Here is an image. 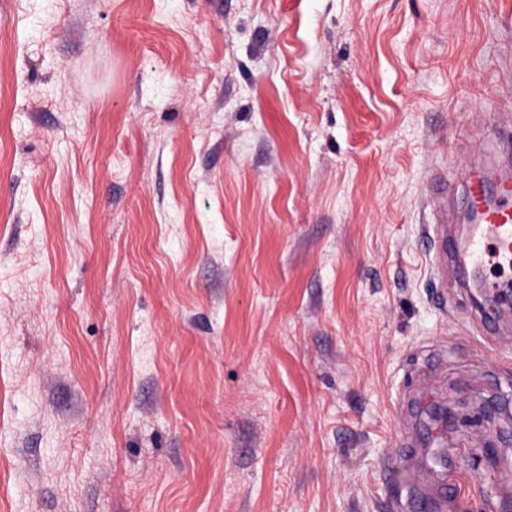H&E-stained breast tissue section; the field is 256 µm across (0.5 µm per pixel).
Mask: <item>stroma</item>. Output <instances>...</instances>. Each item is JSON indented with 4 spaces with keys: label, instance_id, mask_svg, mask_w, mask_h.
<instances>
[{
    "label": "stroma",
    "instance_id": "1",
    "mask_svg": "<svg viewBox=\"0 0 512 512\" xmlns=\"http://www.w3.org/2000/svg\"><path fill=\"white\" fill-rule=\"evenodd\" d=\"M506 125L512 0H0V512H504ZM466 204L475 213L470 241L462 250L459 274L478 277L492 259L500 266H512V179H499L490 192L480 166L470 167L465 175Z\"/></svg>",
    "mask_w": 512,
    "mask_h": 512
}]
</instances>
